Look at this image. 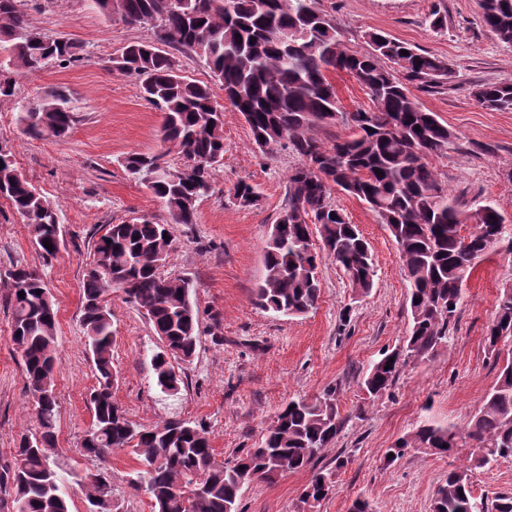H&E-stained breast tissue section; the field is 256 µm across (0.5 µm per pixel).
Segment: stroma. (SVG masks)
I'll return each mask as SVG.
<instances>
[{
  "label": "stroma",
  "mask_w": 512,
  "mask_h": 512,
  "mask_svg": "<svg viewBox=\"0 0 512 512\" xmlns=\"http://www.w3.org/2000/svg\"><path fill=\"white\" fill-rule=\"evenodd\" d=\"M316 7L352 50L367 51V32L380 31L447 63L450 76L443 85L415 92L456 136L447 154L433 161L437 178L466 207L493 203L512 224V111L487 109L474 95L484 84L512 83V46L484 24L480 0H316ZM25 9L42 35L80 44L82 60L74 67L52 63L17 73L13 94L0 96V145L62 216L60 250L47 262L29 225L0 198V467L11 461L20 436L38 429L21 355L10 335L8 273L18 265L42 275L57 308L54 459L70 512H86L82 479L99 470L112 479L117 512H152L148 496L127 484L137 466L132 455L120 452L98 462L80 451L93 419L90 394L96 384L80 316L85 268L106 225L134 217L168 219L161 200L126 173L121 158L161 152L170 166L184 163L177 151L162 150L163 112L140 97L133 79L112 70L124 46L155 35L150 26L128 25L105 13L95 0H27ZM434 9L447 14V30L429 27L426 18ZM176 60L183 75L210 85L224 105V160L213 173V191L197 201L195 223L172 225L164 267L166 274L191 283L202 335L194 358L177 366L185 387L165 395L150 368L158 337L142 311L113 292L114 400L145 427L170 418L203 424L216 459L227 462L255 447L288 401L336 387L347 420L318 461L336 470L335 488L318 512H348L358 497L376 512H430L449 470L467 464L469 446L451 456L411 450L389 467L384 456L422 420L466 423L494 384L498 364L484 335L500 288L512 284V254H489L474 269L447 347L432 360L408 363L389 392L366 398L361 381L367 370L383 351L402 342L409 326L404 272L388 228L362 202L332 190L333 203L358 225L371 248L372 290L357 295L326 258L319 266L315 310L286 318L258 308L255 291L265 276L266 243L288 204V174L300 159L283 145L260 151L240 112L224 104V91L206 63L187 50ZM57 92L66 95L75 117L68 136L26 133L21 112ZM241 181L258 189L259 205L235 202L233 188ZM340 458L346 465L339 469ZM311 476L307 468L271 484L252 483L239 510L301 512L300 497Z\"/></svg>",
  "instance_id": "obj_1"
}]
</instances>
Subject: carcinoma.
Returning a JSON list of instances; mask_svg holds the SVG:
<instances>
[{
    "label": "carcinoma",
    "mask_w": 512,
    "mask_h": 512,
    "mask_svg": "<svg viewBox=\"0 0 512 512\" xmlns=\"http://www.w3.org/2000/svg\"><path fill=\"white\" fill-rule=\"evenodd\" d=\"M22 2L0 0V48L8 53V65L27 71L52 61L61 67L77 65L80 46L38 33L19 8ZM97 2L126 24L152 26L163 45L203 58L257 147L266 151L286 141L301 158L288 176V207L267 241L257 306L284 317L316 309L323 255L344 272L356 293L366 295L373 288L376 271L369 245L358 226L332 204L335 187L363 202L387 226L408 288V334L372 364L361 389L381 396L408 362L429 361L448 346V326L462 304L465 282L490 251L512 253V226L504 224L491 203L478 206L480 224L471 228L463 223L468 210L434 172L432 159L448 152L455 135L436 113L422 107L413 89L436 87L448 79L444 61L378 32L366 34L368 51H353L336 24L313 6L314 0H265L263 11L257 0ZM480 7L484 24L512 45V0H480ZM381 58L396 65V71L381 66ZM113 70L138 79L140 95L164 112L161 142L182 154L184 165L176 175L162 177L160 154L129 153L122 159L125 170L164 201L169 221L134 218L110 224L94 245L82 284L81 323L96 386L90 395L91 431L81 446L85 456L97 461L116 451L135 455L139 467L129 487L149 497L153 512H238V500L252 482L273 483L286 472L314 465L342 431L346 417L333 388L314 398L291 400L257 447L220 463L202 425L171 418L144 427L114 402V332L105 302L112 290H121L144 311L161 342L151 367L162 391L178 393L184 380L175 364L191 361L200 343V311L189 281L161 272L172 245L163 233L171 224L196 223V202L211 191L212 170L224 159V113L209 85L184 76L175 57L153 44H128L113 60ZM335 73L354 78L368 105L342 111L331 80ZM476 99L491 110H512V84H485ZM21 121L35 136L61 138L72 129L73 116L66 99L52 95L23 112ZM321 126H341L346 133L327 144L314 134ZM0 188L34 229L35 244L45 258L55 257L59 206L18 172L8 151L0 152ZM233 197L245 207L260 200L246 182L233 188ZM46 240L53 249L44 246ZM10 304L11 339L21 353L28 391L40 394L39 430L21 435L12 464L0 472V489L11 488L9 512H70L52 467L57 439L55 303L41 274L17 266L10 273ZM503 337H512V284L500 289L484 337L497 357ZM460 442L472 448L469 464L448 471L431 512H512V495L478 498L471 481L473 470L512 457L511 355L503 357L495 384L465 426L425 420L387 450L386 463L410 449L448 456ZM333 475L330 469L316 470L301 503L313 508L325 499L334 488ZM85 486L89 512H114L105 475L87 474Z\"/></svg>",
    "instance_id": "carcinoma-1"
}]
</instances>
